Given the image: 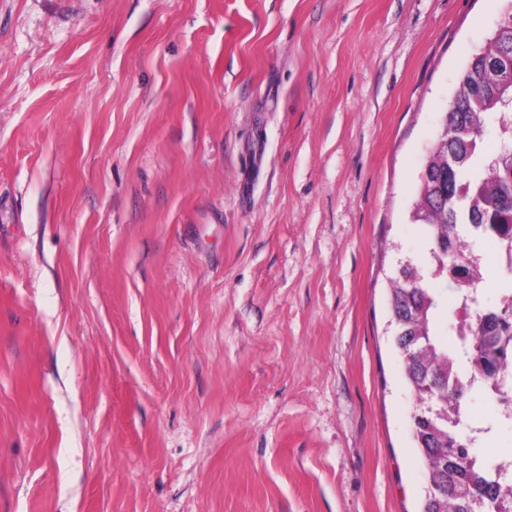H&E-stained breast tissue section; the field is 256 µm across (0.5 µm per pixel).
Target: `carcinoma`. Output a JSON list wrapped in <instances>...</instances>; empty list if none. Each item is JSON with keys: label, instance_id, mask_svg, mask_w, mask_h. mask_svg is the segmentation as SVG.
<instances>
[{"label": "carcinoma", "instance_id": "1", "mask_svg": "<svg viewBox=\"0 0 512 512\" xmlns=\"http://www.w3.org/2000/svg\"><path fill=\"white\" fill-rule=\"evenodd\" d=\"M482 58L471 60L448 100L442 132L423 167L411 221L423 225L429 242L428 266L406 263L391 282V324L395 344L413 345L403 356L404 375L415 400L411 415L415 448L425 463L427 478L455 492L434 503L422 502L421 512H468L474 499L491 501L489 512L512 507V482L480 473L469 444L458 438L457 425L465 413L464 394L484 381L495 380L512 355V90L484 84ZM499 119L496 151L483 148L486 120ZM494 237L504 262L498 271L505 281L499 306L482 310L473 289L483 281L485 267L468 238ZM456 257L454 310L467 311L465 330L438 318L437 289L428 278L449 280L437 272L440 247ZM453 332L463 350L466 370L448 347Z\"/></svg>", "mask_w": 512, "mask_h": 512}]
</instances>
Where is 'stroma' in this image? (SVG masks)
<instances>
[{
	"label": "stroma",
	"mask_w": 512,
	"mask_h": 512,
	"mask_svg": "<svg viewBox=\"0 0 512 512\" xmlns=\"http://www.w3.org/2000/svg\"><path fill=\"white\" fill-rule=\"evenodd\" d=\"M502 0H0V512H418L389 279Z\"/></svg>",
	"instance_id": "stroma-1"
}]
</instances>
